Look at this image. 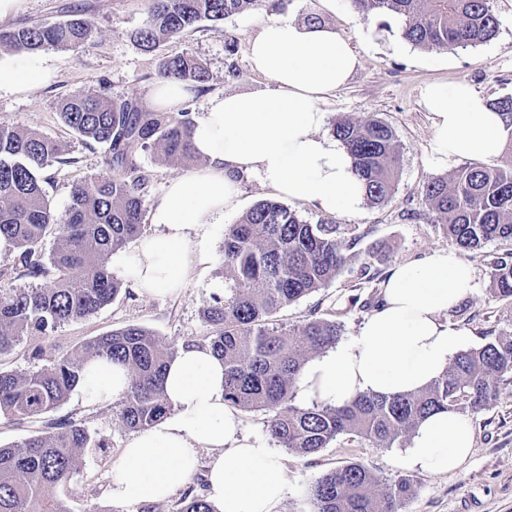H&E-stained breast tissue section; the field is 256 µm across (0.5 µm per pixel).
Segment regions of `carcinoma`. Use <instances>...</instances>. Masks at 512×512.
Returning <instances> with one entry per match:
<instances>
[{
    "mask_svg": "<svg viewBox=\"0 0 512 512\" xmlns=\"http://www.w3.org/2000/svg\"><path fill=\"white\" fill-rule=\"evenodd\" d=\"M256 0H151L146 23L134 33L152 52L202 20L213 23L244 12ZM363 14L392 13L402 20L408 42L428 49L466 47L491 40L499 30L493 0H350ZM94 25L83 18L57 24L3 28L0 46L36 52L70 49L87 42ZM162 79L188 81L202 91L207 69L192 55L160 61ZM64 125L85 144L107 149V170L73 185L66 218L58 222L38 171L59 161L62 145L37 131L0 125V236L19 252V275L53 274L48 286L0 288V356L25 336H47L65 323L85 319L122 290L109 272L112 252L140 234L149 177L129 148H155L176 167L199 161L191 142V113L152 112L128 99L77 93L61 99ZM333 135L350 154L365 187V200L387 202L398 186L401 155L393 129L374 116L339 118ZM425 202L460 254L495 240L512 241V167L468 162L451 179L435 177ZM57 243L42 251L46 233ZM358 228L310 224L287 205L262 200L224 234V294L204 311L215 327L207 346L224 360V401L242 410L270 414L273 440L307 458L343 435H356L379 448L411 437L416 425L442 409L477 414L496 401L499 387L512 383V330L458 352L448 370L424 390L392 397L362 394L340 406L295 404L293 382L313 356L333 347L343 325L313 316L286 328L281 309L335 280L351 261ZM79 270L75 277L72 271ZM490 293L512 300V251L494 257ZM178 348L152 331L127 326L83 344L31 373L0 370V419H37L60 406L78 386L84 364L105 357L127 367L129 387L117 413L119 423L145 430L172 411L163 389V370ZM104 447L74 420L47 424L21 443L0 448V512H68L49 496L50 487L71 480L81 451ZM406 477L383 480L361 463L338 467L311 488L312 512H399L413 495ZM179 512H215L200 496L185 494Z\"/></svg>",
    "mask_w": 512,
    "mask_h": 512,
    "instance_id": "1",
    "label": "carcinoma"
}]
</instances>
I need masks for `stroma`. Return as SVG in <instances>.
Returning <instances> with one entry per match:
<instances>
[{
  "instance_id": "obj_1",
  "label": "stroma",
  "mask_w": 512,
  "mask_h": 512,
  "mask_svg": "<svg viewBox=\"0 0 512 512\" xmlns=\"http://www.w3.org/2000/svg\"><path fill=\"white\" fill-rule=\"evenodd\" d=\"M150 5V0H20L13 13L0 18L2 28L81 17L95 27L92 38L74 49L49 48L33 55L0 52L1 61L23 65L35 59L52 73L48 82L33 83L24 91L1 88L0 124L31 128L62 144L63 162L39 172L57 217L66 214L72 184L105 167L103 147L83 144L62 123L56 109L60 99L78 92L102 91L149 107L151 90L159 81V62L187 53L199 58L210 74L205 90L194 93L183 104L197 117L212 96L248 94L268 87V80L253 72L248 62L249 42L263 24L276 19L304 23L314 17L320 24L336 29L362 60L350 81L322 102L328 119L324 133H331L332 121L340 117L357 120L376 116L395 132L401 173L398 188L388 202L362 204L353 215H330L309 203H291V210L308 223L352 224L358 226L362 239L356 247L357 259L326 288L282 309L280 322L291 326L314 315L333 317L353 295L378 303L382 281L394 265L449 248L424 199V186L436 171L428 162L432 128L430 114L422 103V90L430 82H464L491 101L512 95V0L494 2L500 28L493 39L441 51H428L405 40L396 15L361 14L350 7L348 0H256L254 6L223 23L201 22L147 53L136 45L131 34L144 23ZM131 155L150 178L146 203L154 205L169 180L180 176L181 171L166 164L156 152L137 145ZM274 197V192L257 179L241 178L239 204L225 212L223 225L216 228L210 262L199 268L182 295L146 298L131 287H123L114 301L94 315L67 323L47 338L24 337L10 354L0 357V368L22 373L38 370L57 356L75 352L92 337L128 325L144 327L170 344L188 340L207 343L213 328L205 322L203 311L224 289L226 228L237 223L257 201ZM511 246L494 241L465 256L478 287L462 302L463 316L451 322L452 328L463 333L464 348L480 346L491 334L512 328V302L490 296L487 276L493 256ZM366 265L376 272L374 281L362 276ZM118 408L115 400L89 402L76 389L49 414L48 419L81 422L96 442L95 447L82 452L72 479L49 490L68 512L143 510L138 504L115 502L111 495L112 464L132 435L117 421ZM471 425L474 444L470 458L457 471L442 475L403 468L399 462L402 444L377 448L349 435L339 437L309 458L279 449L288 471V493L280 512H311L309 488L313 481L351 462L362 463L384 479L410 476L414 493L405 501L402 512H512V384L501 386L496 403L472 415Z\"/></svg>"
}]
</instances>
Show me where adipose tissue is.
Returning <instances> with one entry per match:
<instances>
[{"instance_id": "ef3b65f1", "label": "adipose tissue", "mask_w": 512, "mask_h": 512, "mask_svg": "<svg viewBox=\"0 0 512 512\" xmlns=\"http://www.w3.org/2000/svg\"><path fill=\"white\" fill-rule=\"evenodd\" d=\"M248 61L267 89L210 98L194 123L192 142L206 168L171 179L151 210L157 233L143 235L131 255L117 259L119 276L141 295L178 296L209 259L217 224L238 198L242 176L328 214L359 211L364 190L345 148L322 129L325 96L346 85L361 59L335 29L277 20L250 40ZM431 115L429 163L487 162L512 141V126L470 85H426ZM471 265L450 249L395 265L383 302L357 336L307 362L294 387L301 403L340 406L363 393H414L440 376L463 337L448 312L473 293ZM129 374L106 359L85 363L80 388L87 400L108 402L125 393ZM164 391L171 415L132 436L112 466L118 502L166 501L196 473L211 450L207 493L220 512H276L288 492V472L274 448L248 435L224 400V363L209 348L184 345L167 367ZM472 450V426L456 411L423 420L401 454L402 464L428 474L457 471Z\"/></svg>"}]
</instances>
